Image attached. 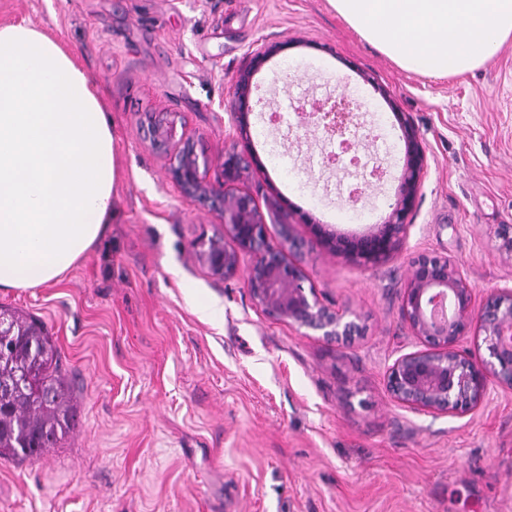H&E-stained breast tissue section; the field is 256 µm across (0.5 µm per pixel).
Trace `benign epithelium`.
I'll use <instances>...</instances> for the list:
<instances>
[{
	"label": "benign epithelium",
	"mask_w": 512,
	"mask_h": 512,
	"mask_svg": "<svg viewBox=\"0 0 512 512\" xmlns=\"http://www.w3.org/2000/svg\"><path fill=\"white\" fill-rule=\"evenodd\" d=\"M251 72L242 73L234 85L240 114V134L248 138ZM406 162L396 202L389 219L360 237L340 238L333 246L337 255L365 262H379L395 249L418 191L425 155L415 131L403 126ZM152 143L173 151V178L185 196H214L224 213V237L201 240L200 257L212 275L228 279L237 274L239 253L254 256L247 281L252 298L263 310L298 328L321 333L327 340H346L357 335L359 325L324 304L316 288L305 286L309 278L286 255L301 252L302 241L285 239L274 249L267 244V224L256 200L233 186L248 166L243 155L228 152L222 163L223 181L215 187L205 181L200 164H208L200 142L176 138V122L165 120L152 130ZM401 316L424 347L399 356L389 367L387 386L401 404L433 414L463 416L482 405L489 379L512 389V289L491 293L480 307L474 306L473 288L460 268L438 256L415 259L401 295ZM473 336L475 355L461 349L463 336Z\"/></svg>",
	"instance_id": "benign-epithelium-1"
}]
</instances>
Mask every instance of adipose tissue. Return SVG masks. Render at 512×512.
Segmentation results:
<instances>
[{
    "label": "adipose tissue",
    "mask_w": 512,
    "mask_h": 512,
    "mask_svg": "<svg viewBox=\"0 0 512 512\" xmlns=\"http://www.w3.org/2000/svg\"><path fill=\"white\" fill-rule=\"evenodd\" d=\"M117 156L101 97L26 22L0 25V288L50 285L112 220Z\"/></svg>",
    "instance_id": "ef3b65f1"
}]
</instances>
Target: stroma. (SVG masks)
Segmentation results:
<instances>
[{
	"label": "stroma",
	"instance_id": "1",
	"mask_svg": "<svg viewBox=\"0 0 512 512\" xmlns=\"http://www.w3.org/2000/svg\"><path fill=\"white\" fill-rule=\"evenodd\" d=\"M71 52L112 121L119 180L104 236L53 285L0 288V307L40 320L61 356L77 427L39 458H0V512H512V390L490 383L474 413L404 407L387 371L420 349L400 313L412 262L448 258L475 303L512 287L498 230L512 225V40L478 69L435 78L366 42L328 0H0ZM281 50L260 69L256 52ZM251 71L249 136L235 78ZM329 93L378 114L393 144L370 223L339 198L347 169L302 123ZM286 126L260 136L269 110ZM176 115L222 179L225 153L256 156L236 188L266 213L267 239L304 241L297 263L362 332L329 341L263 312L247 283L212 276L200 239L223 234L210 199L184 196L151 142ZM409 121L427 165L392 256H336L390 215ZM281 165H274L271 152Z\"/></svg>",
	"mask_w": 512,
	"mask_h": 512
}]
</instances>
